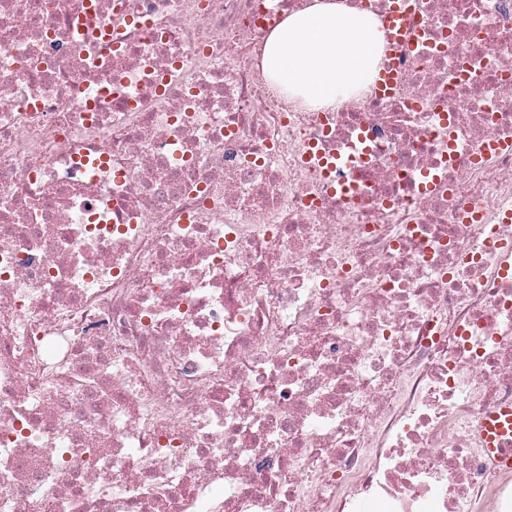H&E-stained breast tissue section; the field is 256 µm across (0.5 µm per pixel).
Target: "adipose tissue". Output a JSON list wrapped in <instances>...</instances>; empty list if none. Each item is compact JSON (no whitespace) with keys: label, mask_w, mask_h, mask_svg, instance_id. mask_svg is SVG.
<instances>
[{"label":"adipose tissue","mask_w":512,"mask_h":512,"mask_svg":"<svg viewBox=\"0 0 512 512\" xmlns=\"http://www.w3.org/2000/svg\"><path fill=\"white\" fill-rule=\"evenodd\" d=\"M382 34L368 13L339 9L330 0L290 14L269 35L267 79L312 106H330L369 80Z\"/></svg>","instance_id":"1"}]
</instances>
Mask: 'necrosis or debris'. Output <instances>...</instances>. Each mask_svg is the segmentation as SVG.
I'll list each match as a JSON object with an SVG mask.
<instances>
[{
	"instance_id": "necrosis-or-debris-1",
	"label": "necrosis or debris",
	"mask_w": 512,
	"mask_h": 512,
	"mask_svg": "<svg viewBox=\"0 0 512 512\" xmlns=\"http://www.w3.org/2000/svg\"><path fill=\"white\" fill-rule=\"evenodd\" d=\"M0 0V512H512V0ZM382 33L368 13L316 2L290 14L269 35L263 67L267 79L312 106H330L369 80ZM481 434L492 460L505 467L512 465V448H503V441L512 438V409L501 408L488 412L482 420Z\"/></svg>"
}]
</instances>
